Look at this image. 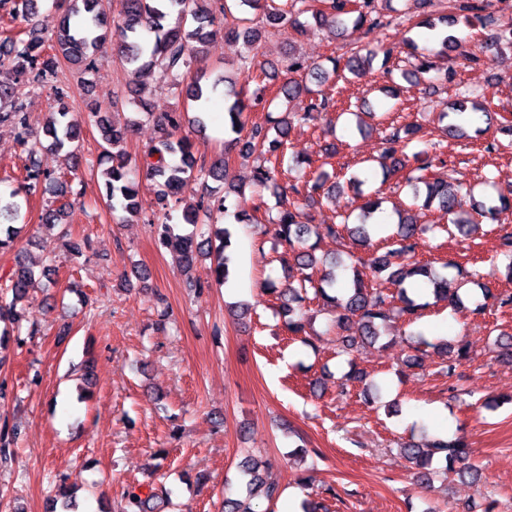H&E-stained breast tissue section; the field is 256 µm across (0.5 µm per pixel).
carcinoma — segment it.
Returning <instances> with one entry per match:
<instances>
[{"label": "carcinoma", "instance_id": "obj_1", "mask_svg": "<svg viewBox=\"0 0 512 512\" xmlns=\"http://www.w3.org/2000/svg\"><path fill=\"white\" fill-rule=\"evenodd\" d=\"M326 8L312 10L309 0H290L286 9L268 4V0H121V18L115 25L96 12L98 0H65L58 31L53 44H46L36 25L32 22L33 0H0V10L7 12L10 19L19 18L27 22L26 38L6 37L3 44L9 49L0 52V125L11 126L17 141L24 148L26 157L23 164V189L30 193L42 184L63 186L64 181L41 169L37 158L40 144L38 131L33 127L30 115L19 88L22 86H51L56 96L64 95L66 83L62 80V62L76 66L83 71L96 67L99 52L109 42L117 49V55L123 69L138 75L145 69L159 68L169 79V85L179 87L185 74L194 62L200 58L203 48L220 27L232 9L252 10L259 13L258 21L241 18L238 23L224 30L228 38L241 40L249 45L258 44L262 38L274 36L286 27L302 34L306 32L299 16L312 13V19L319 26L332 25L338 34L346 37L344 55L346 58H327L331 67L308 63L306 60L288 56V71L299 74V78L290 80L280 87L276 98L285 102V111L273 121L250 120L247 94H234V100L226 107L230 132L234 137L224 141V154L211 161L209 166L197 164L196 145L186 136L178 135L186 115L183 112L155 113L148 110L145 91L136 90L139 115L153 121L160 133L157 143L150 149L146 162V176L158 187L157 196L161 200L177 194L183 182L190 178L221 180L228 166L227 155L237 150L240 154L255 157L259 164L253 171V184L260 188L272 187L278 199V209L274 216L268 217L275 237L292 253L297 273L292 280L280 288L273 281L265 283L262 291L277 295L281 309L288 320L285 327L288 333L299 336L306 333L308 323L304 303L311 300L323 302L334 316V324L344 332L338 339L337 353L350 355L364 342L377 341L381 333L379 324L394 317L411 324L421 315L426 304L410 298L405 284L415 276H423L434 285L433 292L438 300L446 301L455 308L464 307L458 293H448V278L432 274V265L416 258L423 246L422 234L426 227L418 223L412 208L396 210L395 231L386 238L388 249L383 253L373 250L363 257L353 251L348 258L354 261L350 265L353 272L352 288L341 297L329 293L336 285V273L317 274L316 268L323 260L316 257L313 248L306 247L312 233L307 208L314 201V194L326 189L324 197L336 191L338 184L331 181L325 167L330 165V156L336 150L326 151V156L317 160L308 159L309 179L304 183H278L282 174L284 159L289 148L288 136L296 121H315L322 113L337 109V102L320 90L310 88L306 78L324 84L330 77H338L345 69L356 73L364 63L370 62L378 53L389 60L396 51L394 46L367 48L363 37L375 31H386L394 25L393 17L386 14L379 0H321ZM420 12L415 27L435 30L441 25L453 26L459 22L476 24L483 29H493L495 19L490 11L491 0H415ZM439 55L448 61L445 79L452 80L455 64H478L486 52L501 49L505 44L512 48V31L509 34L494 33L480 50L475 51L458 41L457 37L447 35L440 40ZM409 49L420 53V63L412 70L411 76L416 83H425L424 75L433 69L429 60L433 50L419 48L414 41L408 42ZM206 74L201 72L186 89L187 99L195 105L193 121L202 126L205 123L211 93L217 83L208 86L202 83ZM493 98L481 96L477 104L471 103L469 96L461 92L451 104L454 114L467 111H480L487 119H492ZM97 127L102 140V157L111 165L101 172L105 196L111 202L112 211L120 210L135 215L141 208L140 174L133 164L123 143L128 139L137 119L128 117L125 122L117 123L100 115V109L88 113ZM43 134L49 139L50 146L56 149L79 147L81 122L69 116L65 109L51 113L42 127ZM421 127L402 129L394 127L382 142L381 159L390 161L386 171L395 173L414 162L415 167L407 177L413 189V200L424 196L422 207L428 209L432 204L448 214V223L442 225L449 234L461 232L466 227L479 228L480 223L471 218L458 216L459 190L454 185L436 176L433 167L440 160L443 144L440 140L428 139L426 148L407 153L415 135ZM242 190L234 185L224 191V197L218 200L204 194L189 210L183 214L187 224H202L211 227V234L219 240L216 249L214 274L217 281L225 283L230 275L231 256L226 253L232 239L228 227H214L213 215L227 210L226 201L232 195H241ZM382 201L378 197H368L360 206L359 223L350 224V215H336V222L323 224L321 229L329 236L344 235L353 244L365 248L370 245L368 221L370 217L382 211ZM10 223L0 228V248L12 246L18 233L15 222L22 217L21 204L12 202L7 206ZM505 212L512 213V189L498 192L497 201L481 206L477 215L499 220ZM156 243L176 253L186 269L191 268L198 259L211 252V238L200 242L192 237L174 233L170 218L164 214L149 220ZM363 264L377 273H387L383 282L366 283L361 277L357 265ZM34 272L22 261L16 262L12 273L0 281V322L17 321V304L25 298L32 284ZM416 343L433 348V353L445 364L448 376H453L458 366L469 357V351L462 345L448 341L433 344L423 336ZM17 436V429L3 426L0 428V460L11 457L10 445ZM402 450L410 463L417 469L416 478L422 484H430L435 474L432 469L434 455L444 457L445 464L464 465L463 472L472 480L480 479L479 470L467 463L466 444L463 438L435 440L428 448L414 443H405ZM241 489L245 496L224 500V512H261L252 504V499L260 494L266 500H273L279 492L278 485L263 472L257 461L247 459L241 469ZM166 495L163 487L155 481L148 482V493L141 495L134 490L127 492L124 504L119 512H149L150 502Z\"/></svg>", "mask_w": 512, "mask_h": 512}]
</instances>
